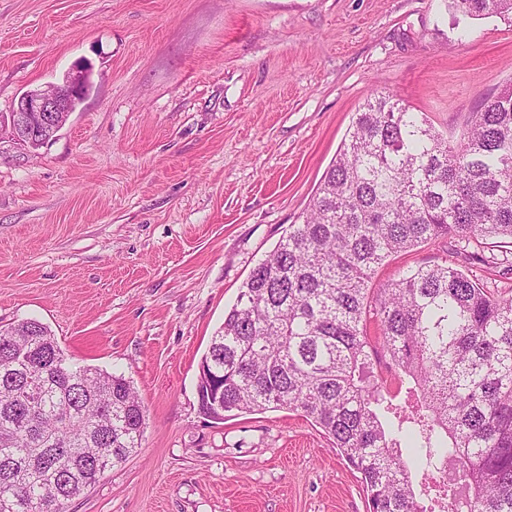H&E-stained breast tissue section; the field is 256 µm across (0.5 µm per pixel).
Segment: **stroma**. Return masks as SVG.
Masks as SVG:
<instances>
[{
  "label": "stroma",
  "instance_id": "stroma-1",
  "mask_svg": "<svg viewBox=\"0 0 512 512\" xmlns=\"http://www.w3.org/2000/svg\"><path fill=\"white\" fill-rule=\"evenodd\" d=\"M84 62L58 137L0 160V326L47 324L145 409L137 453L67 512H369L302 413L202 414L200 361L370 94L460 135L512 82V24L458 26L445 0H0V114ZM471 253L425 243L377 280L446 262L512 297Z\"/></svg>",
  "mask_w": 512,
  "mask_h": 512
}]
</instances>
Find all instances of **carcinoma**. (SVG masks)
I'll use <instances>...</instances> for the list:
<instances>
[{
  "label": "carcinoma",
  "instance_id": "1",
  "mask_svg": "<svg viewBox=\"0 0 512 512\" xmlns=\"http://www.w3.org/2000/svg\"><path fill=\"white\" fill-rule=\"evenodd\" d=\"M447 7L512 24V0ZM443 238H494L512 256V84L455 141L395 94L370 95L201 360L225 412L311 418L369 512H512V299L446 263L376 282ZM144 428L124 376L72 362L39 320L0 328V512H66Z\"/></svg>",
  "mask_w": 512,
  "mask_h": 512
}]
</instances>
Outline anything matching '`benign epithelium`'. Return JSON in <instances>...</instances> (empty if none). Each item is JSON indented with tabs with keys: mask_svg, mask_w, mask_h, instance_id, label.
<instances>
[{
	"mask_svg": "<svg viewBox=\"0 0 512 512\" xmlns=\"http://www.w3.org/2000/svg\"><path fill=\"white\" fill-rule=\"evenodd\" d=\"M89 79V68L78 67L60 83L23 92L9 117L0 115V159L32 153L54 139L76 111Z\"/></svg>",
	"mask_w": 512,
	"mask_h": 512,
	"instance_id": "benign-epithelium-1",
	"label": "benign epithelium"
}]
</instances>
